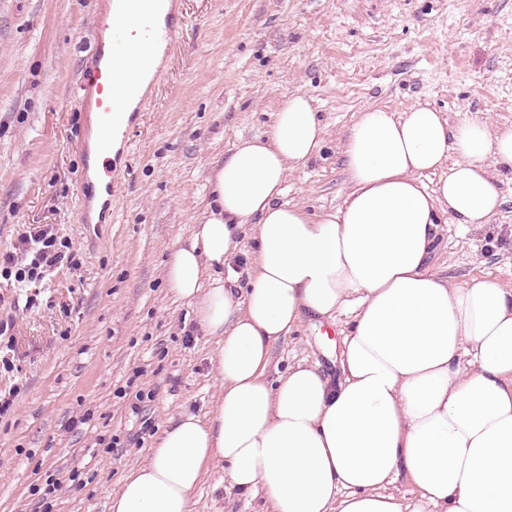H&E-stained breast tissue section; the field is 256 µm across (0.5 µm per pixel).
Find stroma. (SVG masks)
I'll use <instances>...</instances> for the list:
<instances>
[{"instance_id":"stroma-1","label":"stroma","mask_w":512,"mask_h":512,"mask_svg":"<svg viewBox=\"0 0 512 512\" xmlns=\"http://www.w3.org/2000/svg\"><path fill=\"white\" fill-rule=\"evenodd\" d=\"M107 0H0V252L48 229L75 265L52 271L35 304L0 275V324L19 386L0 417V512H109L108 494L146 465L172 418L206 416L221 391L216 337L169 293L171 250L205 215L219 161L263 135L295 94L325 124L319 156L287 170L286 201L316 215L350 191L342 149L360 112L423 106L450 126L512 127V0H183L164 77L129 132L112 220L78 207L96 124L78 87ZM488 223L444 225L432 271L459 285L492 274L512 289V175ZM344 322L308 318L273 348L276 379L301 360L338 372ZM120 437L105 450L99 440ZM193 512H259L210 466Z\"/></svg>"}]
</instances>
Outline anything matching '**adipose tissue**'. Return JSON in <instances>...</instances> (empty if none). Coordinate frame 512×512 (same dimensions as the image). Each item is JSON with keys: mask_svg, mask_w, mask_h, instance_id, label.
Instances as JSON below:
<instances>
[{"mask_svg": "<svg viewBox=\"0 0 512 512\" xmlns=\"http://www.w3.org/2000/svg\"><path fill=\"white\" fill-rule=\"evenodd\" d=\"M324 132L296 94L219 166L166 279L217 337L223 390L207 418L169 421L110 512H192L216 461L228 490L262 493V512H512V289L490 274L452 287L430 268L441 224H484L500 208L485 160L512 171V128L452 127L419 106L361 112L343 150L352 189L311 216L285 201V167L317 157ZM440 168L437 188L421 181ZM248 224L240 293L224 266ZM341 314L338 375L301 362L268 381L274 345L305 316ZM402 478L414 500L387 493Z\"/></svg>", "mask_w": 512, "mask_h": 512, "instance_id": "ef3b65f1", "label": "adipose tissue"}]
</instances>
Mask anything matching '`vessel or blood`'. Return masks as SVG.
Wrapping results in <instances>:
<instances>
[{
  "label": "vessel or blood",
  "mask_w": 512,
  "mask_h": 512,
  "mask_svg": "<svg viewBox=\"0 0 512 512\" xmlns=\"http://www.w3.org/2000/svg\"><path fill=\"white\" fill-rule=\"evenodd\" d=\"M137 0H114L93 37L94 53L88 75L80 80L82 101L96 117L97 128L104 135L127 134L153 96L157 74L152 69L153 54L170 50L186 25L180 0H151L145 12H137ZM138 13V34L150 55L137 66L133 77L123 86L112 80L114 71L127 68L126 57L116 47L106 46L103 34L125 30L131 13Z\"/></svg>",
  "instance_id": "vessel-or-blood-1"
}]
</instances>
